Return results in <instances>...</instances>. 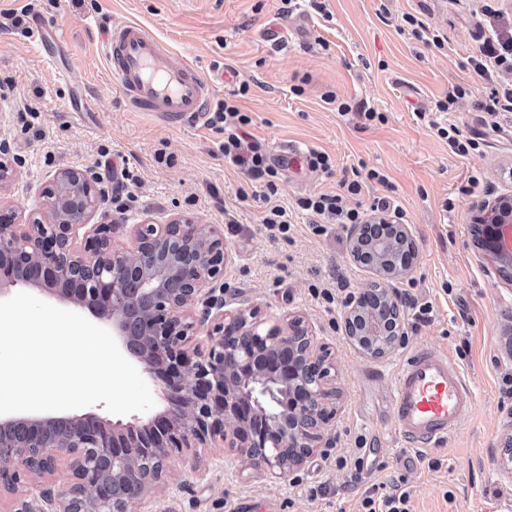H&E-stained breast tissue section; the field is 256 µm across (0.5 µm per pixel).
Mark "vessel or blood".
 <instances>
[{
	"label": "vessel or blood",
	"instance_id": "1",
	"mask_svg": "<svg viewBox=\"0 0 512 512\" xmlns=\"http://www.w3.org/2000/svg\"><path fill=\"white\" fill-rule=\"evenodd\" d=\"M104 53L130 107L171 122L202 115L225 72L205 77L177 61L169 46L137 23L105 31ZM475 394L463 368L449 354L418 348L400 363L392 395L395 424L408 446L445 444L462 426Z\"/></svg>",
	"mask_w": 512,
	"mask_h": 512
}]
</instances>
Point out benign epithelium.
<instances>
[{"mask_svg": "<svg viewBox=\"0 0 512 512\" xmlns=\"http://www.w3.org/2000/svg\"><path fill=\"white\" fill-rule=\"evenodd\" d=\"M45 215L23 223L0 201V293L6 287L36 288L106 320L122 351L164 385L169 407L143 424L92 427L74 420L66 435L48 437L54 417L0 419V476L18 483L17 463L52 474L62 463L73 476L54 512H133L148 493L165 484L168 449L210 448L233 452L257 475L283 479L306 465L324 441L336 415L327 349L317 344L300 317L266 324L259 309L224 312V302L206 296L207 285L224 271L220 229L173 218L166 224L94 221L99 190L85 172L59 170L41 191ZM512 223V198L482 206L473 217L487 251L497 255L494 225ZM125 231L131 245L115 244ZM350 254L388 250L370 266L375 278L352 296L344 332L363 354L383 358L404 334V310L392 283L412 266L418 246L404 224L385 216L349 227ZM202 309H197L198 303ZM206 332V348H186ZM104 453L117 469L97 472L89 452ZM120 479L121 498L103 493Z\"/></svg>", "mask_w": 512, "mask_h": 512, "instance_id": "obj_1", "label": "benign epithelium"}]
</instances>
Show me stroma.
I'll return each instance as SVG.
<instances>
[{"label":"stroma","mask_w":512,"mask_h":512,"mask_svg":"<svg viewBox=\"0 0 512 512\" xmlns=\"http://www.w3.org/2000/svg\"><path fill=\"white\" fill-rule=\"evenodd\" d=\"M0 0V145L16 170L0 197L22 215L39 212L41 189L64 168L87 171L98 182L100 211L119 224L143 217L156 223L189 218L224 234L225 266L208 289L225 310L259 307L267 323L298 315L312 327L335 366L339 397L325 432L326 447L284 479L245 470L222 448L200 455L170 451L164 486L136 512H359L371 487L403 480L412 512H512V281L472 232L481 205L512 196V112L490 131L479 108L493 82L472 61L489 32L512 36V0ZM32 5L27 29L6 15ZM443 31L435 47L400 33L405 14ZM115 22L144 25L167 41L180 60L203 75L222 65L250 89L237 104L251 122V142L265 148L279 171L278 193L266 200L262 182L225 158L223 132L187 118L177 125L132 110L103 54V32ZM289 30L279 45L265 32ZM50 31L37 45L29 29ZM302 94H294L295 85ZM469 89L450 112L437 111L457 86ZM335 91L351 106L339 114L322 95ZM377 112L374 121L364 111ZM34 114V127L24 118ZM451 122L482 137L480 148L454 154L430 121ZM114 166H95L100 150ZM328 154L331 173L310 169L304 155ZM170 156V164L157 154ZM130 180H123L122 170ZM368 179L353 207L377 198L395 202L418 246L412 268L394 287L429 303V321L407 316L404 335L386 357L364 355L342 329L343 307L326 308L316 288L354 294L372 280L353 262L348 230L328 225L315 234L299 198L341 192L355 174ZM477 186H470L471 177ZM134 197L120 210L112 192ZM293 211L290 239L272 237L262 217L269 204ZM446 352L474 387L473 410L442 447L408 449L395 432L391 389L401 359L416 347ZM369 447L372 468L354 480L337 458ZM66 474L24 472L17 493L0 494V507L30 504L52 512L48 494L65 491Z\"/></svg>","instance_id":"stroma-1"}]
</instances>
